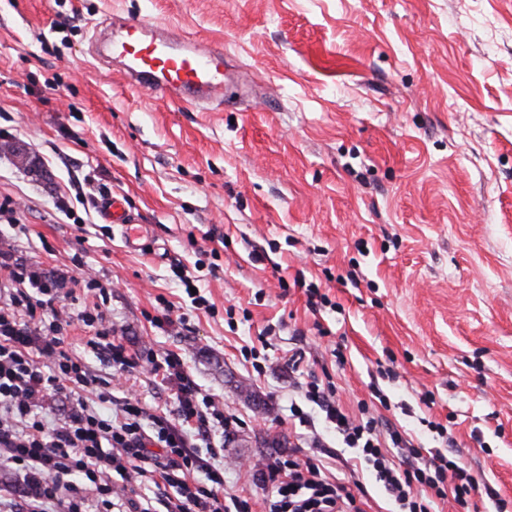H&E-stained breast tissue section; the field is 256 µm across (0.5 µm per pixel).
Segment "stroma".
Instances as JSON below:
<instances>
[{"label":"stroma","instance_id":"stroma-1","mask_svg":"<svg viewBox=\"0 0 512 512\" xmlns=\"http://www.w3.org/2000/svg\"><path fill=\"white\" fill-rule=\"evenodd\" d=\"M115 16L223 44V105L159 100L100 59L96 28ZM7 140L34 166L0 152V247L99 279L106 323L142 368L119 374L89 347L76 316L96 299L71 281L65 347L114 403L171 413L149 369L182 358L232 422L196 444L225 496L264 512L257 473L292 455L363 512H393L306 405L315 380L423 457H458L480 481L474 512L500 499L512 512V0H0ZM106 195L151 250L104 222Z\"/></svg>","mask_w":512,"mask_h":512}]
</instances>
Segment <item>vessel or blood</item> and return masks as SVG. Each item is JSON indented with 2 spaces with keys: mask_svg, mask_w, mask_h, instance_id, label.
I'll use <instances>...</instances> for the list:
<instances>
[{
  "mask_svg": "<svg viewBox=\"0 0 512 512\" xmlns=\"http://www.w3.org/2000/svg\"><path fill=\"white\" fill-rule=\"evenodd\" d=\"M107 56L122 59L136 86L161 100L221 105L224 99V49L203 45L146 19L105 20L95 35ZM107 221L123 227L129 248L146 245L147 230L133 224L121 201L107 197L101 205Z\"/></svg>",
  "mask_w": 512,
  "mask_h": 512,
  "instance_id": "1",
  "label": "vessel or blood"
}]
</instances>
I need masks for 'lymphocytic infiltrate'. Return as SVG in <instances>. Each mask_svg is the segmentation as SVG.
<instances>
[{
	"mask_svg": "<svg viewBox=\"0 0 512 512\" xmlns=\"http://www.w3.org/2000/svg\"><path fill=\"white\" fill-rule=\"evenodd\" d=\"M0 273L18 286L0 301V468L24 471L28 483L9 512H251L247 499L225 498L223 470L204 463L192 448L193 439H208L229 424L218 403L185 372L179 355L167 354L152 367L175 389L177 407L172 417H154V432L146 434V410L137 397L124 399L116 410L108 409L103 393L98 405L84 402L93 380L83 361L64 347L62 330L71 315L59 305L62 277L2 250ZM81 319L95 330L92 349L103 351L120 372L137 369L138 357L112 341L103 312L85 311ZM52 395L79 403L76 413L53 426L37 411ZM330 395L314 381L304 393L345 444L359 449L398 512H433L435 500L448 497L468 512L479 480L461 461L440 455L415 463L419 451L399 431L382 436L368 410L349 416ZM391 446L411 455L404 469L390 465ZM114 473L128 481L148 477L156 490L153 502L118 491L110 480ZM267 476L274 490L265 500L266 512H361L351 490L329 480L313 460H275Z\"/></svg>",
	"mask_w": 512,
	"mask_h": 512,
	"instance_id": "f902f5d3",
	"label": "lymphocytic infiltrate"
}]
</instances>
